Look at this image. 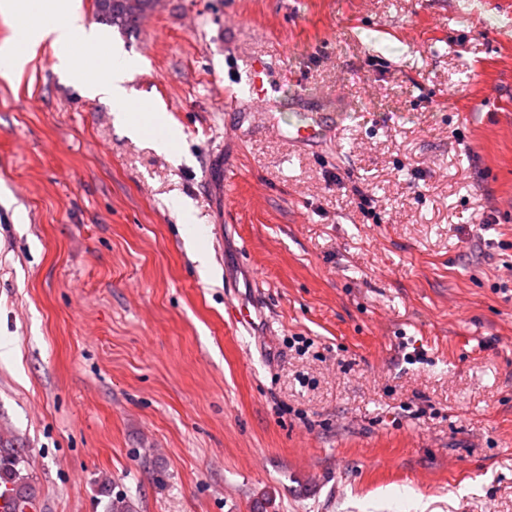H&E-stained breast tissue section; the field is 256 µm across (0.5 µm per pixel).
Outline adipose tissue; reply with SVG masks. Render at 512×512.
Returning <instances> with one entry per match:
<instances>
[{
  "mask_svg": "<svg viewBox=\"0 0 512 512\" xmlns=\"http://www.w3.org/2000/svg\"><path fill=\"white\" fill-rule=\"evenodd\" d=\"M0 14L11 18L17 31L14 42L0 46V68L22 71L42 44H50L60 74L75 89L111 102L117 128L134 138L147 134L155 115L143 111L127 89L136 62L110 50L92 68L78 55V47L98 43L94 28L83 21L79 0H0Z\"/></svg>",
  "mask_w": 512,
  "mask_h": 512,
  "instance_id": "ef3b65f1",
  "label": "adipose tissue"
}]
</instances>
